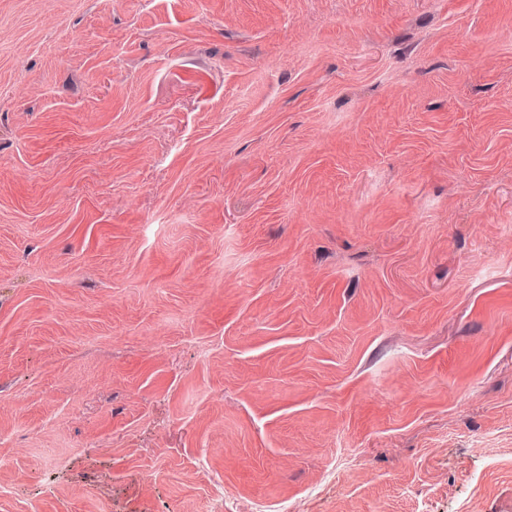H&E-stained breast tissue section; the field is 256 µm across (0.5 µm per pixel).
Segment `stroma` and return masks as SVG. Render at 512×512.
<instances>
[{
  "label": "stroma",
  "mask_w": 512,
  "mask_h": 512,
  "mask_svg": "<svg viewBox=\"0 0 512 512\" xmlns=\"http://www.w3.org/2000/svg\"><path fill=\"white\" fill-rule=\"evenodd\" d=\"M512 512V0H0V512Z\"/></svg>",
  "instance_id": "35a3bbf8"
}]
</instances>
